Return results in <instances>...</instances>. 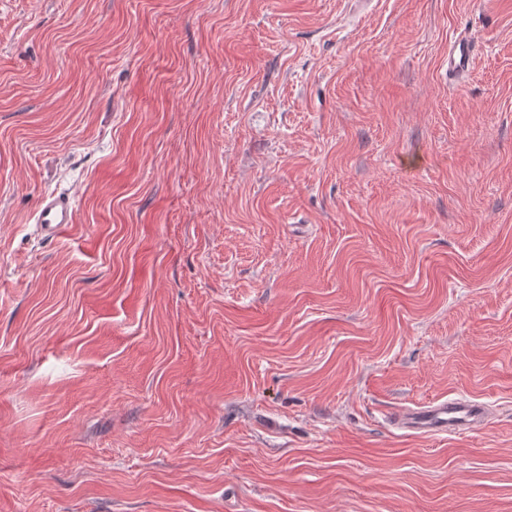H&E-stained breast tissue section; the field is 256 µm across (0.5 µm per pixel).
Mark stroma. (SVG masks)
Segmentation results:
<instances>
[{
	"label": "stroma",
	"instance_id": "obj_1",
	"mask_svg": "<svg viewBox=\"0 0 512 512\" xmlns=\"http://www.w3.org/2000/svg\"><path fill=\"white\" fill-rule=\"evenodd\" d=\"M0 512H512V0H0ZM480 46L470 33H460L448 42V77L450 79L470 72ZM35 224L42 239L62 236L75 223L76 210L68 194L48 195L38 203ZM490 421L491 414L483 404L464 397H448V400L398 411L392 422L400 429L452 435L485 429Z\"/></svg>",
	"mask_w": 512,
	"mask_h": 512
}]
</instances>
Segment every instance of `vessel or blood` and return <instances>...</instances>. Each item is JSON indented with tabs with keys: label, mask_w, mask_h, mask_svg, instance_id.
Listing matches in <instances>:
<instances>
[{
	"label": "vessel or blood",
	"mask_w": 512,
	"mask_h": 512,
	"mask_svg": "<svg viewBox=\"0 0 512 512\" xmlns=\"http://www.w3.org/2000/svg\"><path fill=\"white\" fill-rule=\"evenodd\" d=\"M480 46L472 34L461 33L448 42V75L456 78L470 72ZM35 224L42 239L62 236L75 222L72 197L48 195L38 203ZM491 414L486 406L464 397L425 404L415 409L398 411L393 424L397 428L428 434L482 430L489 426Z\"/></svg>",
	"instance_id": "obj_1"
}]
</instances>
